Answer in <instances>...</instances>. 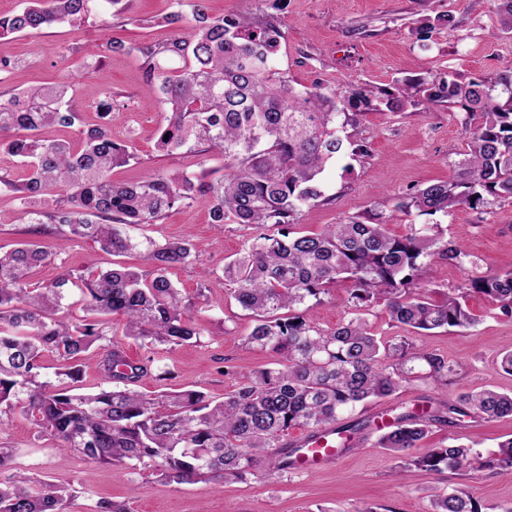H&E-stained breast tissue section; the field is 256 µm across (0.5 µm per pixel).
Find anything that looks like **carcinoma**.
I'll use <instances>...</instances> for the list:
<instances>
[{"label":"carcinoma","mask_w":512,"mask_h":512,"mask_svg":"<svg viewBox=\"0 0 512 512\" xmlns=\"http://www.w3.org/2000/svg\"><path fill=\"white\" fill-rule=\"evenodd\" d=\"M204 0H184L165 17L177 29L165 41L126 46L106 42L140 63L169 106L158 148L216 153L224 175L161 174L144 181L115 182L112 169L134 159L132 147L112 139V102L100 104L99 122L83 124L65 83L0 95V151L19 159L26 176L0 175V191L24 207L37 198L53 208L29 211L32 224H58L72 238L90 239L118 255L144 251L147 268L112 265L77 277L64 273L40 288L29 287L33 269L51 260L34 241L0 251V416L20 410L38 433L52 436L64 454L79 453L97 463L150 468L165 481L191 483L203 477L244 479L268 449L281 447L291 428L316 436L340 416L369 399L391 396L418 379L443 382L454 368L444 358L405 340L372 333L365 311L383 303L389 319L413 329H468L478 322L467 300L480 294L512 318V271L471 278L465 288L433 302L414 291L439 257L451 265L476 264L457 241H446L438 224H411L406 233L388 231L391 215L347 217L318 233L294 231L303 208L327 201L321 176L345 155L358 116L420 100L459 105L463 124L472 127L468 148L453 181H437L394 199L391 211L422 215L467 207L485 212L496 201L512 199V75L496 85L454 78L404 81L397 92L358 87L327 90L316 81L298 88L279 66L281 32L271 21L255 23L246 14L211 18ZM501 30L512 32V0H493ZM123 0H23L0 15V37L30 35L55 23L83 20ZM507 94L501 98V94ZM57 125L74 129L76 143L46 139L40 131ZM189 201L209 207L218 231L226 224L259 230L248 247L224 263L229 294L251 312L256 325L244 342L273 360L236 389L213 401L195 390L156 397L128 387H102L72 394L41 378L46 352L68 362L65 376L83 377L80 360L94 346L102 350L99 369L108 380L134 382L147 366L128 357L108 339L123 335L149 345H183L200 336L187 316L170 273L196 258L186 241L142 240L130 234L155 224L164 213ZM350 283V317L322 328L299 308L338 284ZM80 288L84 318L65 324L55 318L68 286ZM119 315L122 327L109 326ZM484 421L512 417V394L484 389L448 406V416L403 413L381 428L376 444L394 454L418 448L408 463L435 474L469 464L473 449L464 444L426 447L432 423L456 417ZM13 455L0 448V512H60L65 489L37 486L20 474H7ZM478 468L512 475V438L478 458ZM431 512H481L468 491L454 487L430 500Z\"/></svg>","instance_id":"carcinoma-1"}]
</instances>
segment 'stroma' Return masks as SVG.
I'll use <instances>...</instances> for the list:
<instances>
[{
  "label": "stroma",
  "mask_w": 512,
  "mask_h": 512,
  "mask_svg": "<svg viewBox=\"0 0 512 512\" xmlns=\"http://www.w3.org/2000/svg\"><path fill=\"white\" fill-rule=\"evenodd\" d=\"M210 16L243 12L256 19L274 18L282 30L281 67L293 82L319 81L344 91L358 87L394 88L407 78L452 76L467 82H488L512 74V33L502 31L496 11L473 6L471 0H206ZM173 10V0H131L125 13L112 16L108 34L95 19L48 27L39 33L0 39V56L23 64L0 74V93L67 83L85 123L98 121V105L111 100L112 137L130 143L135 161L113 169L117 181H140L168 172L223 170L224 161L211 155L182 151L158 152L159 129L169 110L157 87L148 82L134 56L105 51L97 70L85 68V48L103 37L124 44L144 39L164 40L172 28L160 20ZM448 14L449 25H435ZM463 110L440 104L429 110L407 105L360 116L348 128L353 141H365L369 151L350 157L352 172L341 164L324 174L325 203L304 208L297 227L313 233L350 216H366L391 207L395 197L436 181L452 180L455 164L467 147L469 133ZM437 224L447 240L462 239L476 258L462 267L435 260L421 282L432 299L456 292L471 277L512 270V200L497 202L489 212L460 208L450 214H395L389 229L406 233L412 224ZM139 236L158 241L188 240L199 249V262L172 270L170 277L192 304L191 317L203 331L198 342L181 346L141 347L139 341L118 337L117 343L136 361L152 359L154 366L172 370L173 378L147 374L135 390L158 393L195 389L220 399L271 357L247 347L243 338L254 319L227 293L222 270L254 236L253 228L225 225L216 232L204 204L173 208L159 223L142 225ZM37 240L54 261L37 268L31 287H41L68 271L81 274L110 267L112 255L90 240L70 241L65 228L35 234L13 195L0 194V251ZM211 277H202V269ZM477 324L469 329L437 330L421 335L390 321L383 307L371 309L372 330L387 339L409 336L453 364L452 381L440 385L418 380L401 386L392 396L357 406L341 421L356 430L340 461L309 473L278 477L260 464L244 480L204 478L190 484L168 483L152 470L107 467L80 454L61 455L56 441L37 435L20 413L0 421V446L12 449L10 471L35 480L72 488L63 512H101L103 503L124 506L126 512H428L434 488L461 485L473 495L481 512H507L512 507V479L486 470L467 469L435 475L394 457L376 445L377 414L390 416L412 408L446 414L467 392L492 388L512 393V374L501 369L512 352V319L496 305L474 294L468 299ZM512 437V417L486 422L463 418L434 423L431 443H463L487 456L499 442Z\"/></svg>",
  "instance_id": "1"
}]
</instances>
